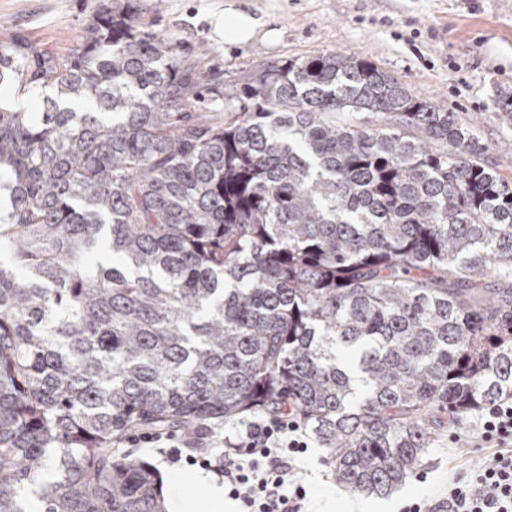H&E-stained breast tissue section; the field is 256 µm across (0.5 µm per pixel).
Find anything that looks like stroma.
I'll use <instances>...</instances> for the list:
<instances>
[{"label":"stroma","instance_id":"1","mask_svg":"<svg viewBox=\"0 0 512 512\" xmlns=\"http://www.w3.org/2000/svg\"><path fill=\"white\" fill-rule=\"evenodd\" d=\"M145 21L176 37L188 54L210 52L200 63L239 82L255 63L336 50L366 57L410 90L444 100L449 111L473 122L488 151L489 166L512 183V125L493 109L494 98L512 92V60L494 46L512 49V0H139ZM100 0H0V40L67 54L89 24ZM251 11L274 30L273 42L228 46L214 17L228 5ZM487 449L473 433L441 428L420 466L386 495L346 490L335 479L318 438L296 463L309 502L331 501L334 512H399L401 506L434 504L456 472L483 463Z\"/></svg>","mask_w":512,"mask_h":512}]
</instances>
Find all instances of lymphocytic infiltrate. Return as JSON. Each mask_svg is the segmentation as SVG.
<instances>
[{"label": "lymphocytic infiltrate", "instance_id": "lymphocytic-infiltrate-1", "mask_svg": "<svg viewBox=\"0 0 512 512\" xmlns=\"http://www.w3.org/2000/svg\"><path fill=\"white\" fill-rule=\"evenodd\" d=\"M472 427L494 451L478 470L449 481L434 512H512V399L485 408ZM190 446L183 441L171 460L195 461L220 474L240 512H305L306 490L294 482L292 462L308 443L293 418L251 421L236 443L199 459L190 454Z\"/></svg>", "mask_w": 512, "mask_h": 512}]
</instances>
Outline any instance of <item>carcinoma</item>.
<instances>
[{
	"instance_id": "cac0c4a2",
	"label": "carcinoma",
	"mask_w": 512,
	"mask_h": 512,
	"mask_svg": "<svg viewBox=\"0 0 512 512\" xmlns=\"http://www.w3.org/2000/svg\"><path fill=\"white\" fill-rule=\"evenodd\" d=\"M2 88L0 512L50 470L42 512H169L128 437L288 406L382 495L512 397V184L446 102L341 52L228 84L137 0Z\"/></svg>"
}]
</instances>
